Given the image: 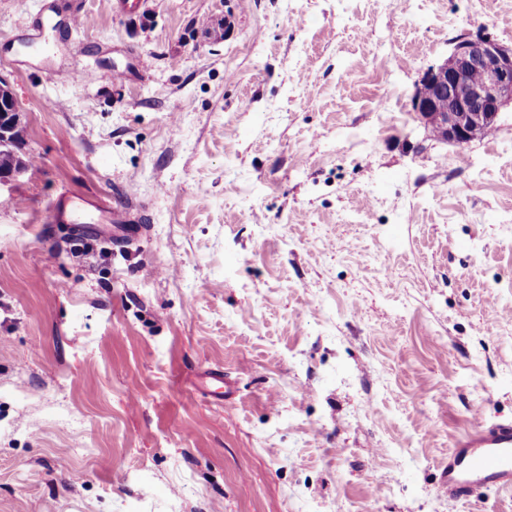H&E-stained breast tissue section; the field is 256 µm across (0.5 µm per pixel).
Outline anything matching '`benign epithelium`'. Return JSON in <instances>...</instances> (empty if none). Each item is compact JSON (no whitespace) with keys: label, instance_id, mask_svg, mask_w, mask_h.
<instances>
[{"label":"benign epithelium","instance_id":"obj_1","mask_svg":"<svg viewBox=\"0 0 512 512\" xmlns=\"http://www.w3.org/2000/svg\"><path fill=\"white\" fill-rule=\"evenodd\" d=\"M0 135L19 120V106L8 83L0 79ZM512 103V47L488 37L458 38L443 64L429 70L412 99V110L436 138L464 146L482 137L498 112Z\"/></svg>","mask_w":512,"mask_h":512}]
</instances>
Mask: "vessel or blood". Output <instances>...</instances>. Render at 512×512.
Here are the masks:
<instances>
[{
	"mask_svg": "<svg viewBox=\"0 0 512 512\" xmlns=\"http://www.w3.org/2000/svg\"><path fill=\"white\" fill-rule=\"evenodd\" d=\"M129 220L128 206H114L97 215L92 204L78 196L49 206L43 215L47 225L109 222L119 227L125 239L133 240L140 230ZM442 484L452 498L468 496L474 488L487 485L511 492L512 425H482L463 434L448 451Z\"/></svg>",
	"mask_w": 512,
	"mask_h": 512,
	"instance_id": "1",
	"label": "vessel or blood"
}]
</instances>
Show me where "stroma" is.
Returning <instances> with one entry per match:
<instances>
[{"instance_id":"1","label":"stroma","mask_w":512,"mask_h":512,"mask_svg":"<svg viewBox=\"0 0 512 512\" xmlns=\"http://www.w3.org/2000/svg\"><path fill=\"white\" fill-rule=\"evenodd\" d=\"M115 2L0 0V512H512L441 481L512 423V104L466 146L411 107L512 0ZM1 93L4 96V103L1 100ZM0 102H1V137H5L10 126L19 121V106L16 96L8 83L0 79ZM7 118V121L4 119ZM25 142L24 128L18 126L13 132L10 142L0 144V170L11 168L15 163H20V156L17 155ZM92 209L100 210L101 214L96 216ZM129 210L130 206L126 205L112 206L110 209L104 210L81 197L74 196L49 206L44 212L43 223L52 225L109 222V224H116L126 240H134L143 233V226L134 227L125 224L131 220Z\"/></svg>"}]
</instances>
